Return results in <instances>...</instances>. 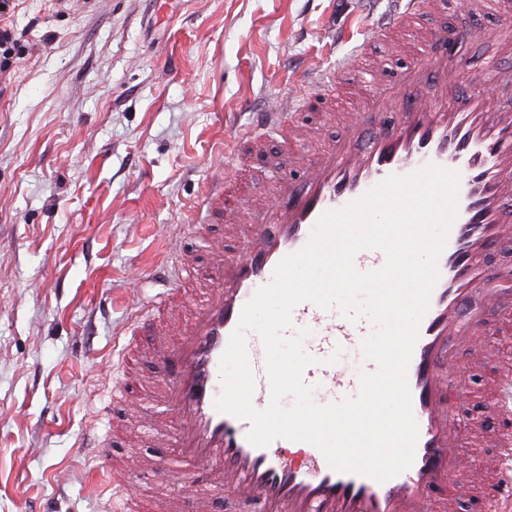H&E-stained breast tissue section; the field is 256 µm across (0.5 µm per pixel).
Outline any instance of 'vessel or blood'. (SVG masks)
<instances>
[{
	"label": "vessel or blood",
	"instance_id": "b4317fda",
	"mask_svg": "<svg viewBox=\"0 0 512 512\" xmlns=\"http://www.w3.org/2000/svg\"><path fill=\"white\" fill-rule=\"evenodd\" d=\"M446 7L445 0H395L393 11L371 26L369 35L405 32L416 49L414 63L390 78L372 72L370 92L345 115L332 144L278 163L258 206L227 205L229 181L217 177L208 183L202 209L233 226L241 245L228 250L223 238H213L202 273L173 250L167 275L157 279L158 297L169 307L185 288L203 287L199 300L187 302V316L148 348L161 371L157 406L173 424L166 437L185 465L175 493L159 502L158 512H180L186 496L225 490L233 494L231 512H457L458 501L477 485L486 489L484 512H512V432L496 434L476 422L461 426L454 393L461 381L454 351L464 346L472 365H496L488 406L512 422V358L499 356L486 340L488 313L512 324V270L485 261L512 241V109L491 105L484 94L488 88L512 91V73L487 59L472 91L457 94L448 83V66L464 42L480 32L422 24V16ZM463 7L498 15L502 24L496 38L501 45L512 44V0H464ZM326 85L321 78L304 81L298 94L278 99L251 125L235 129L226 165L242 170V146L258 144L270 128L306 139L298 103L324 97ZM430 163L457 171L460 185L458 215L408 366L419 428L412 466L379 482L332 469L308 442L301 445L300 463L284 454L291 440L252 445L249 422L215 408L220 359L242 308L272 281L284 257L307 244L324 212L343 208L388 176H406ZM301 328L309 331L304 351L313 359L303 380L314 386L319 404L356 396L360 373L375 372L377 365L362 358L352 367L348 358L360 353L374 323L305 301L293 309L284 335L294 337ZM247 349L255 374L252 403L262 410L270 402L263 344L256 339ZM464 437L471 447L493 449L487 471L471 468L460 454Z\"/></svg>",
	"mask_w": 512,
	"mask_h": 512
}]
</instances>
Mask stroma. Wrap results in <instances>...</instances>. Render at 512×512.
<instances>
[{"label":"stroma","instance_id":"stroma-1","mask_svg":"<svg viewBox=\"0 0 512 512\" xmlns=\"http://www.w3.org/2000/svg\"><path fill=\"white\" fill-rule=\"evenodd\" d=\"M27 34L0 92V512H118L100 453L163 455L145 357L114 354L141 285L171 246L203 263L197 205L235 128L364 37L361 0H15ZM436 23L482 30L456 64L469 91L498 47L492 14ZM461 423L499 420L491 370L456 354ZM128 398L99 409L124 374Z\"/></svg>","mask_w":512,"mask_h":512}]
</instances>
